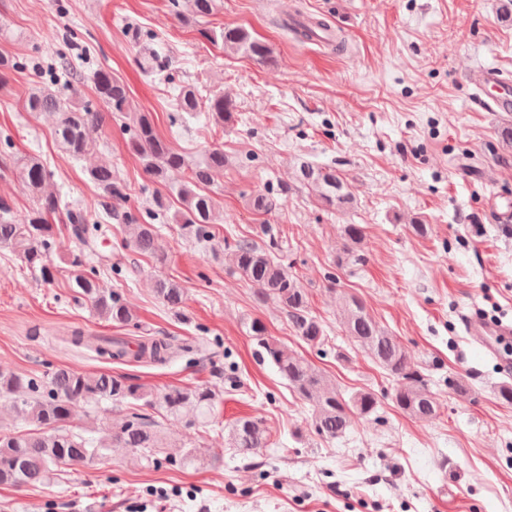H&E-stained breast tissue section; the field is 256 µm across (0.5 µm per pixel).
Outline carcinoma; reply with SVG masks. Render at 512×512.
<instances>
[{"instance_id":"carcinoma-1","label":"carcinoma","mask_w":512,"mask_h":512,"mask_svg":"<svg viewBox=\"0 0 512 512\" xmlns=\"http://www.w3.org/2000/svg\"><path fill=\"white\" fill-rule=\"evenodd\" d=\"M217 8V0H187V11L177 12V17L181 22L198 20L212 15ZM293 31L304 40H313L323 33L327 43L334 42L331 26L322 19L310 17L298 21ZM203 35L213 43L222 42L226 53H243L261 63L272 61L270 47L242 26H225L205 31ZM51 72L53 83L28 92L25 108L33 115H55L54 140L75 158L99 147L104 114L82 105L77 99L78 89H72L71 95L65 97L56 84L62 81L79 85L89 80L109 112L122 115L134 111L127 85L105 69L83 76L68 59L62 58ZM175 107L190 116L196 115L200 107L196 89L181 87ZM233 110L231 100L222 94L216 93L207 100L208 114L221 124L232 118ZM129 131L130 148L153 181L164 183L170 172L187 165L186 155L159 137L149 114L139 112L133 116ZM226 164L224 149L212 148L193 164L187 180L173 189L179 202L174 220L186 234L197 239L207 237L211 225L221 220L220 205L207 188L217 174L224 172ZM19 172L33 194V206L18 222L12 216L9 203L0 199V247L12 251L26 266L39 271L44 281H52L56 269L53 256L60 250V242L55 237L51 218L65 212L70 235L83 246L82 254L67 261L71 287L79 297L92 303L102 319L118 327L130 325L134 314L122 294L104 285L103 275L112 269V256L97 250L101 232L99 220L84 209L69 207L61 193L45 190L50 171L40 157L23 158ZM87 175L104 201L125 199L126 187L115 176L112 165H94L87 170ZM298 176L316 189L318 201L327 209H339L352 201L348 183L332 167L303 161ZM154 204L155 208L148 211L146 219L130 211L120 215L128 228V244L149 256L155 253L158 229L154 221L169 208L168 197L159 194L154 197ZM251 207L258 214H268L276 209V201L258 193L251 199ZM364 239L361 225H344L340 253L355 255L361 250ZM274 246L272 240L267 249L248 240L237 241L231 252L232 272L259 285L258 301L274 300L282 305L296 336L317 343L323 336V327L309 310L304 288L273 255ZM152 290L168 310L180 313L184 292L177 282L157 276L152 281ZM344 318L349 336L398 382L395 389L398 408L418 421L435 418L436 398L426 388L404 347L378 327L354 296L345 301ZM248 330L258 357L273 364L300 399L313 407V428L322 438L334 440L343 436L355 413L368 416L375 412L377 399L373 393L362 391L345 398L342 391L306 359L272 340L261 320H251ZM65 341L111 361L165 364L188 351L170 338L142 340L133 349L125 337L87 336L79 330L73 331ZM0 399L12 401L22 420L36 425L34 430L0 433V485L35 486L44 482L54 468L86 464L113 446L128 448L135 457L148 462L154 461L155 455L163 449L164 461L175 468L215 465L222 461L220 456L202 453L185 442L169 441L163 436L164 419L183 420L201 432L215 423L219 395L203 385L155 390L110 372L88 374L70 367L59 368L44 377L27 378L0 371ZM103 401L140 402L142 406L131 409L121 422L105 425L96 437L69 429V421L78 406L93 404L99 416L107 414L108 408L100 406ZM269 438L268 429L255 419H240L229 430V445L241 455L268 447Z\"/></svg>"}]
</instances>
